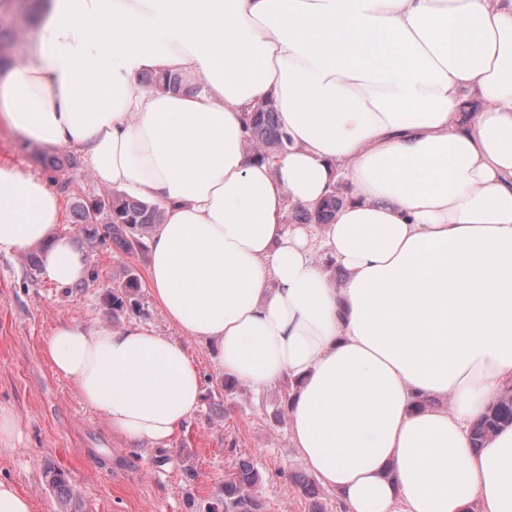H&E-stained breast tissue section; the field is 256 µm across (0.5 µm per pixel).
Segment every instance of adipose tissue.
<instances>
[{"mask_svg":"<svg viewBox=\"0 0 512 512\" xmlns=\"http://www.w3.org/2000/svg\"><path fill=\"white\" fill-rule=\"evenodd\" d=\"M270 98L292 141L274 162L243 149ZM1 122L163 210L152 297L225 373L291 380V444L340 512H512V427L470 439L512 387V5L52 0ZM339 181L333 223H286ZM60 196L0 164V253L43 245L68 287L90 269ZM45 355L135 445L201 403L185 346L138 325L63 322Z\"/></svg>","mask_w":512,"mask_h":512,"instance_id":"obj_1","label":"adipose tissue"}]
</instances>
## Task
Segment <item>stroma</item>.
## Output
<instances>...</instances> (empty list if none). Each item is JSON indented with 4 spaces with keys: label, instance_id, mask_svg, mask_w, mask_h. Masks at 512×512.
Instances as JSON below:
<instances>
[{
    "label": "stroma",
    "instance_id": "obj_1",
    "mask_svg": "<svg viewBox=\"0 0 512 512\" xmlns=\"http://www.w3.org/2000/svg\"><path fill=\"white\" fill-rule=\"evenodd\" d=\"M0 24L10 29L0 56L12 61L29 48L39 20L18 12L14 0H0ZM35 145L23 142L0 123V164L67 183L61 197L60 234L70 236L98 277L84 288H65L29 268V251L0 254V409L15 419L17 437L0 447V480L12 482L33 504V512H58L59 504L45 472L68 473L80 512H207L240 460L251 461L261 475L257 488L264 512H337L336 498L320 490L304 496L294 481L306 468L288 437L282 413L289 383L279 380L263 392L239 383L224 390V374L206 346L184 339L169 323L150 293L143 310L113 318L105 296L123 268L145 275L148 248L125 253L112 244L87 243L76 224L79 200L103 197L108 189L92 177L87 162L51 170L34 158ZM75 320L90 327L120 328L130 323L184 340L197 363L203 384L199 410L158 449H146L112 434L104 418L87 406L72 382L58 375L44 347L60 322Z\"/></svg>",
    "mask_w": 512,
    "mask_h": 512
}]
</instances>
